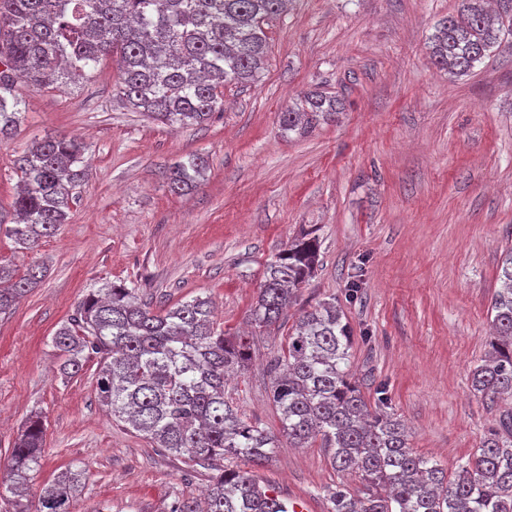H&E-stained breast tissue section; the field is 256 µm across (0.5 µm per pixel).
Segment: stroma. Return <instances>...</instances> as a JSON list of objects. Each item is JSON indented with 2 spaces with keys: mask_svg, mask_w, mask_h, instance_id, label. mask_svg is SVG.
Segmentation results:
<instances>
[{
  "mask_svg": "<svg viewBox=\"0 0 512 512\" xmlns=\"http://www.w3.org/2000/svg\"><path fill=\"white\" fill-rule=\"evenodd\" d=\"M458 0H293L265 27L255 82L224 89L222 111L170 127L118 94L114 57L91 80L61 89L19 86L22 122L0 143V207L17 192L16 161L48 135L78 137L86 178L67 224L37 251L0 235V256L45 266L42 282L0 315V482L33 411L45 453L30 483L85 473L71 512H169L199 497L205 473L163 454L97 399L96 360L62 377L51 338L103 283L138 288L161 309L210 299L230 336L254 339L249 367L226 394L279 438L255 467L261 485L305 512H328L327 489L364 492L338 473L320 442L292 448L269 400L267 368L302 312L335 302L351 328L349 373L409 445L448 474L499 428L512 402L473 391L470 371L490 350L489 308L512 249V35L473 74L431 64L427 42ZM342 99L334 122L284 137L280 114L311 90ZM199 154L209 169L184 196L165 173ZM320 241L313 277L279 323L251 324L264 265L297 235ZM358 291H351V284Z\"/></svg>",
  "mask_w": 512,
  "mask_h": 512,
  "instance_id": "1",
  "label": "stroma"
}]
</instances>
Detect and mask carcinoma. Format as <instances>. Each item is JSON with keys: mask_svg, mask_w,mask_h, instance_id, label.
<instances>
[{"mask_svg": "<svg viewBox=\"0 0 512 512\" xmlns=\"http://www.w3.org/2000/svg\"><path fill=\"white\" fill-rule=\"evenodd\" d=\"M288 0H0V142L22 120L16 88L75 84L120 52L118 93L136 112L168 125H201L223 108L221 88L256 80L268 42L263 24ZM485 0H459L457 13L437 23L429 58L448 73L474 72L499 42ZM341 102L306 93L280 113L282 134L302 136L336 120ZM85 146L47 136L17 160L20 188L12 213L0 211V233L32 251L67 223L85 178ZM207 160L192 155L169 171L170 192L196 188ZM318 238L303 233L268 261L251 309L255 324L275 325L294 292L319 262ZM43 277L32 265L19 272L0 261V315ZM494 339L471 372L473 390L512 399V250L501 267ZM72 378L97 358L99 400L112 419L131 426L163 453L212 473L204 501L176 500L172 512H288L246 466L269 459L278 439L243 419L224 395V380L250 360L245 339H231L213 321L211 302L196 297L155 312L137 289L106 282L89 293L52 337ZM352 334L336 303L304 312L288 344L269 363L270 400L288 443L320 439L334 468L357 472L368 487L356 497L327 491L328 512H512V414L507 433L486 438L480 453L458 465L454 478L410 448L404 426L371 411L348 378ZM44 448L42 413L32 412L10 452L8 492L13 512H70L84 487L83 471L67 470L30 500L31 473Z\"/></svg>", "mask_w": 512, "mask_h": 512, "instance_id": "1", "label": "carcinoma"}]
</instances>
